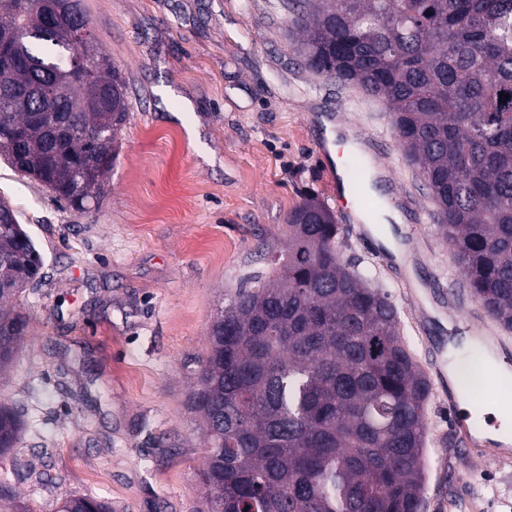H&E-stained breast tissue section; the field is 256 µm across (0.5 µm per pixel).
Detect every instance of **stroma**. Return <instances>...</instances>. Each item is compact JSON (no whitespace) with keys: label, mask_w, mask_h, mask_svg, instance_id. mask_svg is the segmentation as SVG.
<instances>
[{"label":"stroma","mask_w":512,"mask_h":512,"mask_svg":"<svg viewBox=\"0 0 512 512\" xmlns=\"http://www.w3.org/2000/svg\"><path fill=\"white\" fill-rule=\"evenodd\" d=\"M90 28L127 82L129 117L100 206L55 201L0 159V196L44 259L16 308L28 327L0 399L22 415L0 478L56 512L104 499L112 512H203V435L186 400L219 300L272 273L288 213L310 197L331 212L350 269L389 293L426 374L448 369L430 344L466 327L512 346L464 286L434 205L382 105L324 81L295 51L285 0H83ZM340 119L385 173L379 203L409 200L396 236L417 226L405 263L339 216L320 116ZM448 388L425 409L420 512H512V434L464 446ZM89 509V510H87ZM87 510V511H84ZM58 512H112L108 502L87 496H73L64 499Z\"/></svg>","instance_id":"obj_1"}]
</instances>
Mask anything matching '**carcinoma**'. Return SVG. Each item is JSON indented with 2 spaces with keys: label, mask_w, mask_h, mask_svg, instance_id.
Returning a JSON list of instances; mask_svg holds the SVG:
<instances>
[{
  "label": "carcinoma",
  "mask_w": 512,
  "mask_h": 512,
  "mask_svg": "<svg viewBox=\"0 0 512 512\" xmlns=\"http://www.w3.org/2000/svg\"><path fill=\"white\" fill-rule=\"evenodd\" d=\"M40 0H0V30L24 36L23 59L0 67V156L57 200L99 205L128 119L127 83L98 40L74 39L79 0H61L54 29ZM297 50L317 76L379 99L418 165L470 293L512 329V0H294ZM94 63L79 93L76 56ZM509 95L500 103L501 95ZM92 132L91 139L69 133ZM340 228L309 198L288 214L274 274L217 308L188 407L205 433L199 479L208 512H417L430 380L400 334L388 294L340 256ZM42 256L0 198V374L27 318L14 300ZM21 414L0 402V457ZM36 512L0 480V504ZM58 512H112L87 496Z\"/></svg>",
  "instance_id": "cac0c4a2"
}]
</instances>
